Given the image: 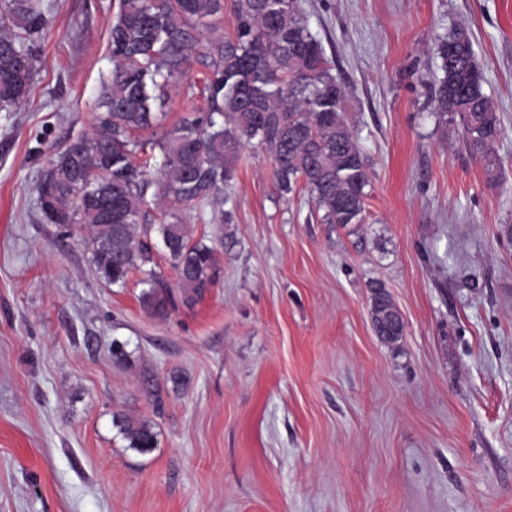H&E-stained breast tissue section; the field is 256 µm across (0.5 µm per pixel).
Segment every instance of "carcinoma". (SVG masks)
<instances>
[{
    "label": "carcinoma",
    "instance_id": "cac0c4a2",
    "mask_svg": "<svg viewBox=\"0 0 512 512\" xmlns=\"http://www.w3.org/2000/svg\"><path fill=\"white\" fill-rule=\"evenodd\" d=\"M230 9L233 31L223 32ZM46 0H0V112L28 97L37 42L49 25ZM112 74L94 98L90 134L58 150L37 186L50 192L45 220L80 232L96 276L124 287L143 274L142 299L162 311L170 285L154 261L161 251L176 273L185 303H195L223 277L217 248L189 234L185 211L215 208L212 223H233L231 188L242 152L255 143L272 160L273 187L284 199L303 188L321 222H365L370 161L345 115L346 88L312 32L299 0H116L109 32ZM430 84L438 123L460 129L468 153L488 173L498 169L495 145L503 129L469 33L440 36ZM203 66L189 75V62ZM195 102L167 123L169 86ZM162 130L163 164L140 160L149 130ZM112 195V221L89 203ZM375 333L387 342L406 327L385 286L369 284ZM112 424L141 453L156 447L152 424L116 413Z\"/></svg>",
    "mask_w": 512,
    "mask_h": 512
}]
</instances>
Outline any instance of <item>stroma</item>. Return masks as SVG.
<instances>
[{"instance_id":"1","label":"stroma","mask_w":512,"mask_h":512,"mask_svg":"<svg viewBox=\"0 0 512 512\" xmlns=\"http://www.w3.org/2000/svg\"><path fill=\"white\" fill-rule=\"evenodd\" d=\"M49 2L30 95L0 112V512H512V0H301L372 163L366 220L278 198L246 147L233 223L185 216L236 238L224 276L163 313L39 208L48 156L91 130L115 11ZM459 26L504 127L494 184L429 102ZM116 412L157 447L128 448ZM368 288L372 293V322L377 336L382 340L394 342L404 335L406 327L401 313L394 306L386 287L377 281L370 282ZM383 299V305L378 307V301ZM112 424L128 442L129 448H134L141 453H148L156 447V433L149 422L116 413L112 416Z\"/></svg>"}]
</instances>
